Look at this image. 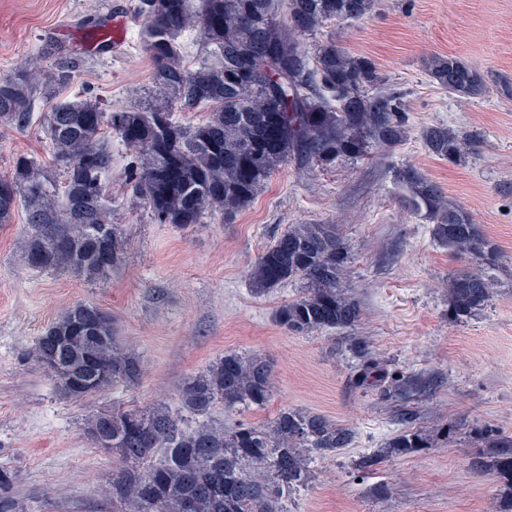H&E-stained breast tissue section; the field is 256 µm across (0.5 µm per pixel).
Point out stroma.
<instances>
[{"label":"stroma","instance_id":"obj_1","mask_svg":"<svg viewBox=\"0 0 512 512\" xmlns=\"http://www.w3.org/2000/svg\"><path fill=\"white\" fill-rule=\"evenodd\" d=\"M136 5L0 0V78L31 59L47 72L62 55L80 59L72 85L51 99L35 96L25 127L0 126V175L11 174L20 155L50 165L42 115L53 102L91 94L113 112L144 105L152 64ZM107 11L132 19L125 51H78L77 41L96 35L86 17ZM328 39L372 59L387 87L400 93L409 122L398 146L328 169L285 163L234 218L208 213L180 228L156 223L135 197L126 180L133 154L110 134V218L126 241L120 268L101 283L23 264L32 231L24 208L0 224V469L13 473L25 512H108L101 489L112 478V456L89 445L85 418L118 405L177 408L184 379L230 350L269 359L274 392L261 408H216L215 421L260 426L290 408L354 432L351 447L313 463L308 486L288 496L290 512H499L512 503L511 483L472 466L485 450L481 432L512 436V98L494 90L457 97L425 73L431 56L452 55L490 82H512V0H377L364 20L328 23L304 43L311 50ZM437 124L467 135L472 151L465 161L425 150L420 132ZM406 164L439 184L500 251L493 297L466 321L448 312V281L475 263L450 255L430 224L405 207L394 171ZM291 224L340 225L349 252L345 283L361 305L356 326L288 331L276 311L298 297L299 282L253 291L252 268ZM77 303L111 314L142 360L139 386L71 400L36 363L38 336ZM360 339L391 373L438 379L437 388L411 402L413 428L428 447L390 456L366 475L356 460L402 431L403 402L356 383L351 346ZM381 486L388 499H378Z\"/></svg>","mask_w":512,"mask_h":512}]
</instances>
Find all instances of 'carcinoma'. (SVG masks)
<instances>
[{"label": "carcinoma", "mask_w": 512, "mask_h": 512, "mask_svg": "<svg viewBox=\"0 0 512 512\" xmlns=\"http://www.w3.org/2000/svg\"><path fill=\"white\" fill-rule=\"evenodd\" d=\"M276 0H180L171 12L167 0H139L145 20L144 49L153 65L156 88L144 108L108 112L94 98H77L52 107L43 124L53 146V166L64 177L63 192L53 189L36 159L19 156L11 176H0V224H8L24 202L32 233L22 260L32 269L66 271L89 281L103 280L123 260L125 240L106 206L104 176L112 169V150L105 129L118 134L133 125L137 141L125 142L135 152L128 178L138 197L160 224L187 228L207 211L234 215L258 195L278 168L293 161L301 167L331 168L339 161L363 159L378 147L399 145L407 130L401 95L381 86L376 64L334 41L309 52L301 37L330 21H358L375 0H288L283 23ZM199 29L214 46L218 62L186 68L178 38ZM80 63L64 56L54 71L43 74L29 66L0 79V126L22 127L30 121L36 90L48 96L70 85ZM250 69L255 79L242 89L232 74ZM428 75L438 88L474 98L490 91L476 68L454 56H434ZM206 107V121L185 128L173 120L175 105ZM281 109L272 126L271 110ZM176 149L179 176L160 182L154 174L165 166L155 149L159 139ZM253 139L284 140L288 149L267 146L251 157V180L241 183L236 161ZM427 151L460 162L465 138L445 125L422 129ZM396 180L406 191L408 207L432 224L434 238L448 252L479 262V269L456 274L450 281L449 308L461 321L484 307L491 280L483 266L498 260L497 247L479 225L442 188L417 168L404 165ZM349 260L336 224H292L260 256L251 273L253 290L262 294L288 280L302 283L300 295L278 309L287 330L312 333L346 328L360 317L359 302L343 284ZM361 361L356 381L374 386L386 380L385 369L369 356L368 345H353ZM51 370L60 392L82 400L110 387L139 384V356L116 336L112 315L97 306L70 307L38 337L33 357L40 365L51 355ZM112 372L99 385L95 374ZM272 367L260 355L226 351L207 369L187 377L179 391L183 422L163 405L112 409L87 417L84 432L95 448L100 434L112 437V454L121 460L113 471L106 503L112 512H288L282 500L308 485L311 460L353 444L352 431L314 412L282 409L268 426L239 424L226 428L211 420L219 405L261 408L272 394ZM394 395L406 397L436 386L432 376L391 379ZM508 450L493 451L498 474L512 481V440ZM424 445L405 428L383 448L361 455L359 471L369 472L386 457ZM13 478L0 470V512H22L12 494Z\"/></svg>", "instance_id": "1"}]
</instances>
